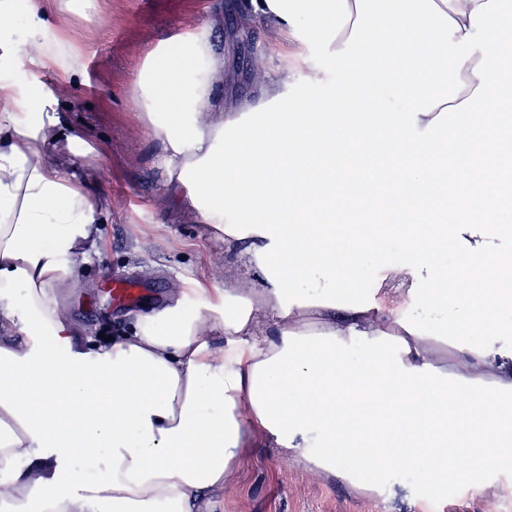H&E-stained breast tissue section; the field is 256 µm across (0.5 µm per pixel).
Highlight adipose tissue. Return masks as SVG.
<instances>
[{
    "mask_svg": "<svg viewBox=\"0 0 512 512\" xmlns=\"http://www.w3.org/2000/svg\"><path fill=\"white\" fill-rule=\"evenodd\" d=\"M249 3L347 59L349 77L295 99L291 71L265 74L255 123L214 111L207 27L148 55L134 97L166 178L203 223L249 241L263 279L216 304L172 289L106 344L75 332L58 295L99 256L111 206L88 190L98 153L57 115L84 71L65 28L98 0H0V512H214L243 449L265 444L317 475L344 476L348 459L442 490L512 469L498 405L512 324L495 315L512 297V115L489 95L512 56V0ZM307 207L350 223L295 221ZM393 226L399 266L382 247ZM447 249L464 264H443ZM368 253L383 272L371 294L353 275Z\"/></svg>",
    "mask_w": 512,
    "mask_h": 512,
    "instance_id": "ef3b65f1",
    "label": "adipose tissue"
}]
</instances>
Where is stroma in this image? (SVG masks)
I'll return each instance as SVG.
<instances>
[{
  "label": "stroma",
  "instance_id": "1",
  "mask_svg": "<svg viewBox=\"0 0 512 512\" xmlns=\"http://www.w3.org/2000/svg\"><path fill=\"white\" fill-rule=\"evenodd\" d=\"M247 0H99L94 22L73 20L68 29L85 58V75L68 86L60 117L77 127L101 158L102 175L93 194L112 200L102 231L101 255L87 265L82 288L68 296L76 322L87 330L126 328L129 312L161 300L171 288H248L255 282L244 264V241H228L201 223L180 184L164 179L161 146L133 97V84L147 55L160 43L206 25L222 62L218 79L224 109L243 112L263 96L251 77L252 60L266 70L284 67L300 51L308 66L294 77L298 93L314 98L342 83L348 62L326 56L316 43H300L274 33L263 18L248 32L237 23ZM135 284L140 294L130 303L108 301L107 282ZM368 473L354 471L350 481L318 478L274 448L246 449L232 486L217 512H442L425 502L420 481H406L400 470L385 473L384 494L369 490ZM475 492L462 497L450 484L446 500L455 512H512V497L471 475Z\"/></svg>",
  "mask_w": 512,
  "mask_h": 512
}]
</instances>
